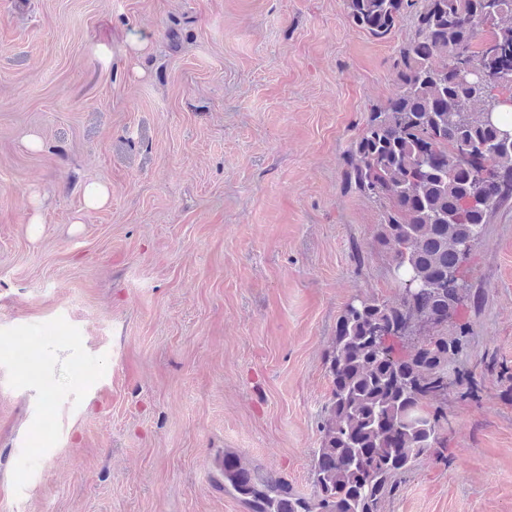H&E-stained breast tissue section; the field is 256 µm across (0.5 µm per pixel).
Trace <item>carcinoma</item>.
<instances>
[{"label":"carcinoma","instance_id":"cac0c4a2","mask_svg":"<svg viewBox=\"0 0 512 512\" xmlns=\"http://www.w3.org/2000/svg\"><path fill=\"white\" fill-rule=\"evenodd\" d=\"M347 17L376 38L414 13V39L400 51L398 92L371 112L347 158L345 185L382 208L375 238L400 283L418 290L390 304L360 298L346 306L329 356L332 397L320 425L314 459L317 498L295 495L271 472L224 454L219 470L250 512H381L410 471L439 443L448 418L427 409L454 382L460 336H427L406 353L424 327L448 324L458 308H478L467 287L448 294V273L461 267L472 234L485 231L512 199V145L493 88L512 94V0H345ZM487 36L473 47L483 21ZM466 61L474 74L463 76ZM493 177L479 184L476 172Z\"/></svg>","mask_w":512,"mask_h":512}]
</instances>
